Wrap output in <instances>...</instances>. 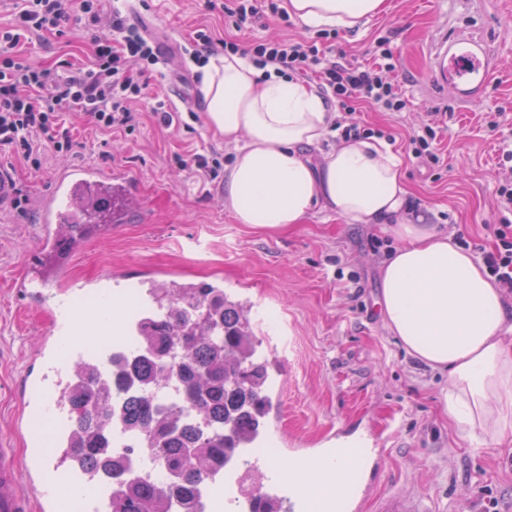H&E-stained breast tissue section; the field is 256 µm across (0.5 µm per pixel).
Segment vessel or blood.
Here are the masks:
<instances>
[{
  "label": "vessel or blood",
  "instance_id": "obj_1",
  "mask_svg": "<svg viewBox=\"0 0 512 512\" xmlns=\"http://www.w3.org/2000/svg\"><path fill=\"white\" fill-rule=\"evenodd\" d=\"M490 72L482 51L455 43L443 46L431 77L439 86L452 88L461 101L482 92ZM104 182L116 187L108 207L111 223H82L76 194ZM136 194V184L125 172L78 165L62 170L37 202L40 240L31 257L33 266L12 288L22 299L37 300L49 321L39 347L41 363L28 374L23 411L13 424L14 430L28 434L25 458H18L0 435V512H62V488L89 484L68 441L74 421L63 391L73 365L64 353L76 346L78 320L93 323L98 315L68 311V303L81 296L84 287L63 277L73 255L89 240L129 219ZM96 286L101 298L111 303L130 290L112 274L97 280ZM286 454L299 461V468L288 471L238 451L223 468L205 472L203 484H230L234 471L247 464L261 475L264 495L275 498L284 512H366L371 505L376 512H434L430 499L419 494L370 492L360 471L337 456L335 435H326L322 447L290 448Z\"/></svg>",
  "mask_w": 512,
  "mask_h": 512
}]
</instances>
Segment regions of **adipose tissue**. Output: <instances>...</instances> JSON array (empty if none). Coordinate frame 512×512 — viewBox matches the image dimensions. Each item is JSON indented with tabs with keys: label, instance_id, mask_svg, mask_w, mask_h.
<instances>
[{
	"label": "adipose tissue",
	"instance_id": "ef3b65f1",
	"mask_svg": "<svg viewBox=\"0 0 512 512\" xmlns=\"http://www.w3.org/2000/svg\"><path fill=\"white\" fill-rule=\"evenodd\" d=\"M310 29H355L387 0H285ZM206 124L236 146L224 204L237 223L285 231L316 210L375 224L396 242L379 306L406 352L448 376V419L476 448L512 441V309L472 253L416 206L403 159L375 138L326 145L337 111L316 86L269 72L251 57H210L199 87Z\"/></svg>",
	"mask_w": 512,
	"mask_h": 512
}]
</instances>
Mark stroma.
<instances>
[{"label": "stroma", "instance_id": "obj_1", "mask_svg": "<svg viewBox=\"0 0 512 512\" xmlns=\"http://www.w3.org/2000/svg\"><path fill=\"white\" fill-rule=\"evenodd\" d=\"M387 2L382 16L337 31L332 53L366 63L375 58L379 38L388 39L410 107L365 109L355 118L393 135L414 200L433 208L440 230L491 247L487 228L500 221L495 152L512 146V125L490 130L485 115L512 114V26L504 19L512 0ZM120 8L127 25L146 32L162 26L182 44L201 26L245 47L254 40L318 35L270 16L238 29L209 11L206 0H122ZM97 36L73 20L63 35H34L17 50L42 67L63 60L79 65L90 58ZM445 38L478 45L498 63L482 94L462 106L430 79ZM200 80L196 66L182 67L170 54L162 73L148 77L135 105L143 119L133 132L102 134L89 116L70 115L83 149L73 156L47 153L38 171L0 149V164L14 171L18 192L29 199L24 210L0 215V433L22 407L26 366L46 330L44 313L11 290L38 241L34 202L65 167L98 164L132 177L138 204L151 220H130L89 241L72 261V280L91 282L113 267L140 265L175 271L180 282L223 279L233 294L267 307V328L284 332L281 419L289 431L312 445L331 428L369 414L385 439L384 490L425 495L436 512H512V445L471 447L442 407L446 376L412 360L386 326L378 298L392 238L377 225L349 224L318 210L292 229L255 231L225 208L222 183L205 192L193 169H179L177 157L203 148L223 154L228 166L237 154L186 110L175 112L168 127L152 116L154 98H167L175 85L197 96ZM434 112L446 113L448 127L440 144L444 163L428 170L418 165L409 139Z\"/></svg>", "mask_w": 512, "mask_h": 512}]
</instances>
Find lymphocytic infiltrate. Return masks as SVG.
Masks as SVG:
<instances>
[{"label": "lymphocytic infiltrate", "mask_w": 512, "mask_h": 512, "mask_svg": "<svg viewBox=\"0 0 512 512\" xmlns=\"http://www.w3.org/2000/svg\"><path fill=\"white\" fill-rule=\"evenodd\" d=\"M0 1L14 15L13 25L0 30V148L36 170L45 151L78 152L83 144L66 120L75 109L89 115L100 130H134L138 116L131 105L143 98L151 67L162 62L153 41L126 25L120 10L104 15L100 0ZM206 7L237 27L265 13L284 14L280 0H207ZM75 17L108 30L95 39L92 57L81 67L65 62L39 68L16 54L27 35L62 34ZM248 53L278 72L314 75L320 91L349 115L361 104L384 112H401L409 105L387 48L381 49L379 62L368 66L336 60L317 41L303 37L258 40ZM490 234L494 246L483 252V261L500 287L512 293V224L493 225Z\"/></svg>", "instance_id": "lymphocytic-infiltrate-1"}]
</instances>
